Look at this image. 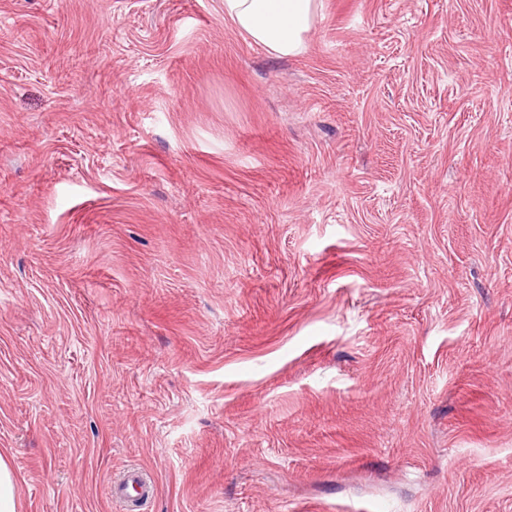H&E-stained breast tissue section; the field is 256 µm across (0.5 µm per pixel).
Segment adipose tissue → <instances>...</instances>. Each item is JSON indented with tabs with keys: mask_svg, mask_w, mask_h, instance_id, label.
I'll list each match as a JSON object with an SVG mask.
<instances>
[{
	"mask_svg": "<svg viewBox=\"0 0 512 512\" xmlns=\"http://www.w3.org/2000/svg\"><path fill=\"white\" fill-rule=\"evenodd\" d=\"M317 12L318 0H224L225 18L275 56L305 50Z\"/></svg>",
	"mask_w": 512,
	"mask_h": 512,
	"instance_id": "adipose-tissue-1",
	"label": "adipose tissue"
}]
</instances>
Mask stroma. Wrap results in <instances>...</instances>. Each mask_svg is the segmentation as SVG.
<instances>
[{
  "label": "stroma",
  "instance_id": "35a3bbf8",
  "mask_svg": "<svg viewBox=\"0 0 512 512\" xmlns=\"http://www.w3.org/2000/svg\"><path fill=\"white\" fill-rule=\"evenodd\" d=\"M17 512H512V0H0ZM317 12V0H224L225 18L275 56H296L305 50ZM133 491L138 494H149L150 487L147 485V477L137 469H129L123 476L114 483L112 496L123 500Z\"/></svg>",
  "mask_w": 512,
  "mask_h": 512
}]
</instances>
